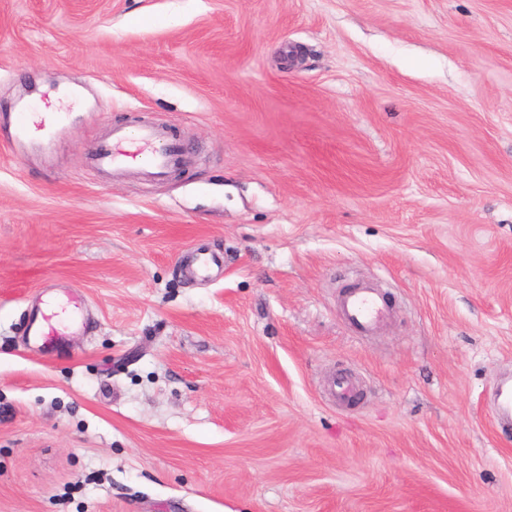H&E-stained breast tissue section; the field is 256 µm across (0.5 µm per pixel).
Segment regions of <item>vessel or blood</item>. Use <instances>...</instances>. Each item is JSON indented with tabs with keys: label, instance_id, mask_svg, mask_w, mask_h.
Instances as JSON below:
<instances>
[{
	"label": "vessel or blood",
	"instance_id": "obj_1",
	"mask_svg": "<svg viewBox=\"0 0 512 512\" xmlns=\"http://www.w3.org/2000/svg\"><path fill=\"white\" fill-rule=\"evenodd\" d=\"M182 155L183 146L178 140L168 137L156 124L144 123L132 132L113 128L111 142L94 155L92 162L98 167L115 169L136 167L162 178L179 165ZM217 263L212 253L197 247L192 249L185 269L190 275L206 279ZM340 309L347 324L361 336L375 334L391 315L388 305L381 300L380 291L365 285L347 290L340 299ZM29 334L53 349L63 345L61 332L52 325L50 315L41 310L34 313Z\"/></svg>",
	"mask_w": 512,
	"mask_h": 512
}]
</instances>
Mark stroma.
<instances>
[{"instance_id": "stroma-1", "label": "stroma", "mask_w": 512, "mask_h": 512, "mask_svg": "<svg viewBox=\"0 0 512 512\" xmlns=\"http://www.w3.org/2000/svg\"><path fill=\"white\" fill-rule=\"evenodd\" d=\"M146 122L171 176L89 165ZM502 378L512 0H0V512H512ZM217 264L218 260L212 253L205 248L196 247L190 252L189 261L185 265V270L190 275L207 279L210 276L212 267ZM381 292L370 286L357 285L347 290L340 299V309L347 324L358 336H370L389 320L391 311ZM52 315L37 310L32 318L29 336L41 340L43 345H47L53 349H59L63 345V335L59 330L51 324Z\"/></svg>"}]
</instances>
